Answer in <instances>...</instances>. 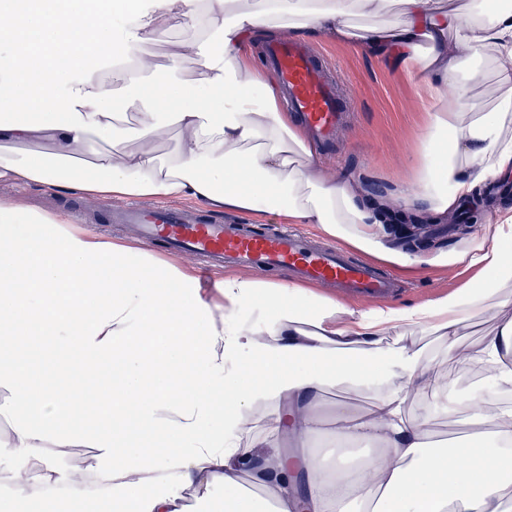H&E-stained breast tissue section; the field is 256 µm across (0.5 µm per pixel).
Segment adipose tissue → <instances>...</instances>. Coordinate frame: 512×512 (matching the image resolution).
Here are the masks:
<instances>
[{
    "label": "adipose tissue",
    "mask_w": 512,
    "mask_h": 512,
    "mask_svg": "<svg viewBox=\"0 0 512 512\" xmlns=\"http://www.w3.org/2000/svg\"><path fill=\"white\" fill-rule=\"evenodd\" d=\"M397 5L395 25L353 16ZM387 56L419 89L426 123L410 190L368 202L359 178L326 174L306 129L248 55L282 31ZM0 182L94 199H190L213 211L313 224L392 263L462 267L455 292L364 309L311 284L227 272L203 291L191 266L75 226L61 213L0 204V463L7 496L68 501L97 484L112 512H184L180 494L219 487L225 512H512V207L492 232L419 255L386 247L388 211L422 201L445 215L512 170V11L479 0H0ZM168 45L157 68L150 46ZM488 62L503 92L478 110L464 60ZM192 76L182 74L184 64ZM114 150L76 156L92 137ZM175 145L167 156L158 147ZM33 142L44 153L28 152ZM134 150H125V143ZM481 349L458 337L496 310ZM440 336L484 366L468 393L431 373L406 337ZM40 341L39 369L19 352ZM334 439L368 445L364 468L306 450L329 386ZM431 394L464 434L435 447L407 410ZM271 408L259 425L258 402ZM278 447H270V437ZM76 448L92 471H62ZM305 475L307 491L296 480ZM152 485L140 495L144 485Z\"/></svg>",
    "instance_id": "1"
}]
</instances>
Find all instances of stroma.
Returning a JSON list of instances; mask_svg holds the SVG:
<instances>
[{"label": "stroma", "mask_w": 512, "mask_h": 512, "mask_svg": "<svg viewBox=\"0 0 512 512\" xmlns=\"http://www.w3.org/2000/svg\"><path fill=\"white\" fill-rule=\"evenodd\" d=\"M309 47L324 57L331 75L350 100L351 119L329 148L320 152L328 173L358 176L370 200L396 189L407 188L424 125V110L414 87L404 75L390 70L385 58L365 52L359 46L327 37L309 40ZM0 202L22 203L80 220L81 227L113 239L137 240L129 224H111L107 217L114 204L90 201L74 191H49L36 185L0 184ZM472 209L481 215L474 228L457 225L448 236L436 238L441 248H451L473 239L493 227L500 208L512 206V193L505 197L471 199ZM376 267L394 278L397 291L390 301L403 305L455 290L461 278L434 266L404 270L380 261ZM426 361L451 379L458 389L477 385L481 373L448 356L441 339L428 336L418 341Z\"/></svg>", "instance_id": "stroma-1"}]
</instances>
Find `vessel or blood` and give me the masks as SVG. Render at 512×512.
<instances>
[{"label":"vessel or blood","instance_id":"1","mask_svg":"<svg viewBox=\"0 0 512 512\" xmlns=\"http://www.w3.org/2000/svg\"><path fill=\"white\" fill-rule=\"evenodd\" d=\"M264 57L290 112L319 143L331 142L347 110L327 75L323 58L295 38L268 43ZM117 224H136L146 240H159L172 252L188 253L224 265L266 271L291 272L300 279L326 287L346 289L368 300L392 292V282L374 267L351 261L340 248H316L307 236L265 225L242 230L230 222L203 221L187 208L131 205L116 211Z\"/></svg>","mask_w":512,"mask_h":512}]
</instances>
